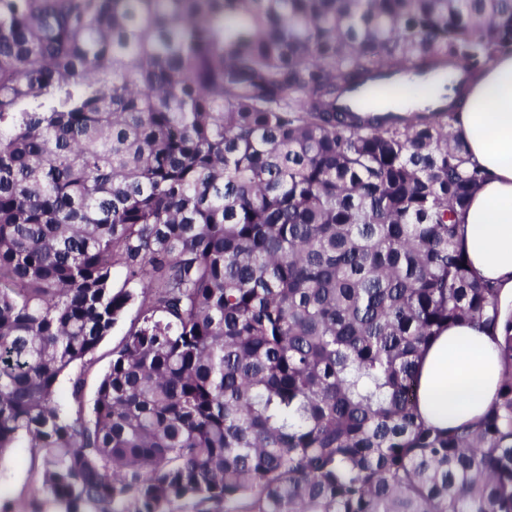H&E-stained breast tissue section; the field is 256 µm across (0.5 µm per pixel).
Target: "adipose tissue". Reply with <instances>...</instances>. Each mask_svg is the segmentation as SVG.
Masks as SVG:
<instances>
[{"label": "adipose tissue", "mask_w": 512, "mask_h": 512, "mask_svg": "<svg viewBox=\"0 0 512 512\" xmlns=\"http://www.w3.org/2000/svg\"><path fill=\"white\" fill-rule=\"evenodd\" d=\"M452 132L485 179L459 220L461 244L473 269L512 303V52L493 55L467 86ZM418 411L445 429L476 421L496 397L498 347L467 324L431 340L418 366Z\"/></svg>", "instance_id": "1"}]
</instances>
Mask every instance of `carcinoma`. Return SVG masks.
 I'll return each mask as SVG.
<instances>
[{
	"label": "carcinoma",
	"mask_w": 512,
	"mask_h": 512,
	"mask_svg": "<svg viewBox=\"0 0 512 512\" xmlns=\"http://www.w3.org/2000/svg\"><path fill=\"white\" fill-rule=\"evenodd\" d=\"M505 50L512 0H0V463L38 457L29 512H512V308L460 244L457 100L336 107ZM462 323L501 333L500 387L437 430L418 361ZM409 85V80L403 77H379L350 92L341 104L349 108L374 106L378 112H396L403 106ZM136 315V307H132L127 312L124 321L116 324L111 333L105 337L97 348L91 364L82 366L78 363L68 369L59 380L58 397L60 403L67 407L72 403L71 396V379L81 374L83 379V400L86 405V411L92 404L97 386L103 374L107 371L112 360V350L115 349L122 341L126 326Z\"/></svg>",
	"instance_id": "1"
}]
</instances>
